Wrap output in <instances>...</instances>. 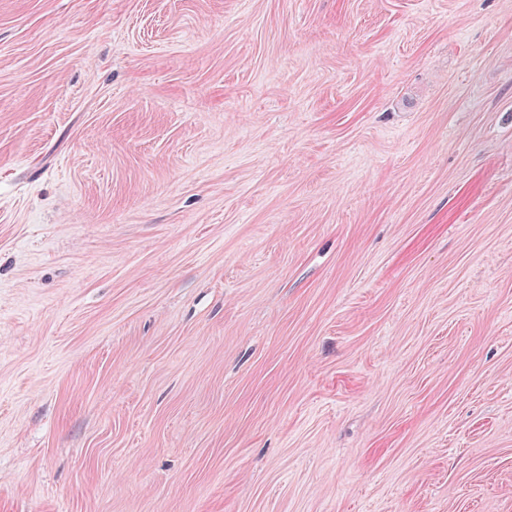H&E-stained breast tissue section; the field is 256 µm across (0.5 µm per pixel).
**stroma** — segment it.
I'll list each match as a JSON object with an SVG mask.
<instances>
[{
    "label": "stroma",
    "instance_id": "stroma-1",
    "mask_svg": "<svg viewBox=\"0 0 512 512\" xmlns=\"http://www.w3.org/2000/svg\"><path fill=\"white\" fill-rule=\"evenodd\" d=\"M0 512H512V0H0Z\"/></svg>",
    "mask_w": 512,
    "mask_h": 512
}]
</instances>
